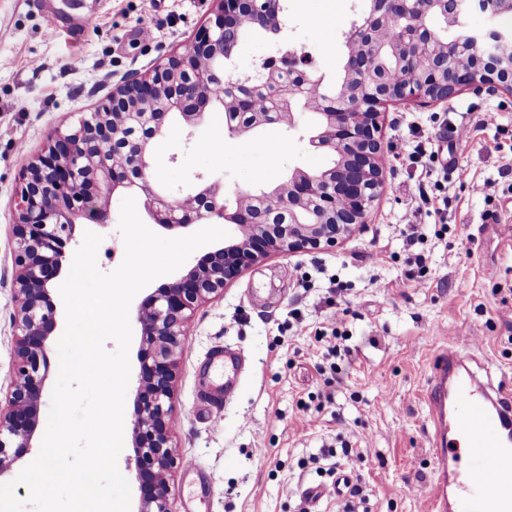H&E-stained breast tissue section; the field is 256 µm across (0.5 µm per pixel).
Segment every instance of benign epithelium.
Listing matches in <instances>:
<instances>
[{
  "label": "benign epithelium",
  "mask_w": 512,
  "mask_h": 512,
  "mask_svg": "<svg viewBox=\"0 0 512 512\" xmlns=\"http://www.w3.org/2000/svg\"><path fill=\"white\" fill-rule=\"evenodd\" d=\"M216 2L212 17L182 53L149 73L127 76L79 126L52 132L27 168L15 207L18 321L13 378L0 406V477L32 447L39 425L48 352L60 331L52 293L63 278L75 224L80 219L108 224L105 201L112 194L121 190L140 196L154 223L163 227L216 215L240 232L137 308L141 345L130 419L134 458L128 469L139 492L138 512H169V477L176 464L170 446L176 355L199 303L223 293L250 266L273 254L333 248L367 223L384 186L380 131L388 105L413 102L426 108L488 87L512 93V55L503 53L511 37L498 30H469L448 41L427 23L434 16L449 29L457 26L470 10L469 0H366L360 23L349 33L363 53L345 58L344 79L324 96L312 92L313 62L304 52L290 49L247 72L232 68L246 29L281 26L280 0ZM394 20L402 24L388 41L383 32ZM464 48L469 64L462 67L455 58ZM412 54L422 56L421 66L406 83H392L391 70L404 67ZM201 56L217 65L200 71ZM247 81L273 87L276 111L258 112L244 97L223 102L230 136L267 125L295 131L296 106L315 102L309 143L336 165L319 171L294 168L272 188L235 192L231 205L216 182L203 180L179 199L158 191L149 174L150 154L170 117L180 115L190 128L213 109L209 87Z\"/></svg>",
  "instance_id": "1"
}]
</instances>
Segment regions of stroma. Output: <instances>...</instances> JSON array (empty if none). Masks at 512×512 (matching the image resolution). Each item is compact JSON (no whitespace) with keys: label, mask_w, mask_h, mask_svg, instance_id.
Returning a JSON list of instances; mask_svg holds the SVG:
<instances>
[{"label":"stroma","mask_w":512,"mask_h":512,"mask_svg":"<svg viewBox=\"0 0 512 512\" xmlns=\"http://www.w3.org/2000/svg\"><path fill=\"white\" fill-rule=\"evenodd\" d=\"M291 21L277 38L250 33L234 61L245 71L276 54L277 43L311 54L326 91H334L345 35L363 0H283ZM213 0H0V390L15 361L14 200L23 174L56 129L78 125L131 72H151L182 51L204 25ZM96 27L75 40L70 24L83 12ZM151 25L154 36L137 30ZM297 131L272 125L229 136L214 115L192 131L172 116L153 149V177L168 196L187 193L197 177L224 187L225 198L255 184L273 185L289 170L327 168L329 154L308 137L314 116L299 106ZM475 128L458 157L467 182L444 170L454 123ZM385 189L367 224L336 248L273 255L247 269L221 297L200 304L178 354L175 429L180 464L170 477L171 512H427L436 480L434 426L426 395L432 363L455 330L459 347L493 380L512 385V95L462 92L428 108L389 107L382 128ZM436 151L433 163L411 162L417 143ZM492 184L489 196L471 191ZM434 193L433 211H417V186ZM124 192L109 199L111 222L74 228L101 235L102 272L122 263L119 229ZM448 232L433 236L440 216ZM414 224L430 229L408 245ZM426 258L419 276L415 254ZM340 280L341 296L328 292ZM300 309L297 329L291 309ZM347 309L350 352L328 356L319 336ZM233 347L244 359L232 397L213 358ZM349 449L342 473L357 496L309 504L305 490L335 479L323 449Z\"/></svg>","instance_id":"stroma-1"}]
</instances>
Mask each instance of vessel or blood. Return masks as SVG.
Here are the masks:
<instances>
[{
	"label": "vessel or blood",
	"instance_id": "1",
	"mask_svg": "<svg viewBox=\"0 0 512 512\" xmlns=\"http://www.w3.org/2000/svg\"><path fill=\"white\" fill-rule=\"evenodd\" d=\"M469 358L456 349L437 354L428 398L438 422L433 450L440 484L430 512H512V390L482 388L461 376ZM470 450L462 465L460 445Z\"/></svg>",
	"mask_w": 512,
	"mask_h": 512
}]
</instances>
